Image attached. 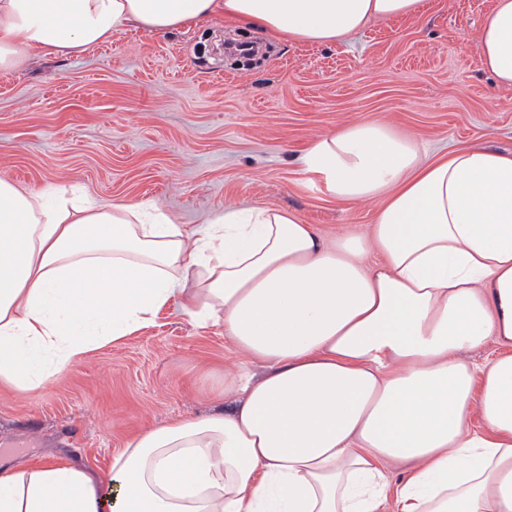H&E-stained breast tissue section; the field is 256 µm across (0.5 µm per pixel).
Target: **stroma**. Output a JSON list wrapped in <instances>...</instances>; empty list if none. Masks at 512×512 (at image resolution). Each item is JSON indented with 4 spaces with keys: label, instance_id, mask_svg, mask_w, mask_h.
Listing matches in <instances>:
<instances>
[{
    "label": "stroma",
    "instance_id": "stroma-1",
    "mask_svg": "<svg viewBox=\"0 0 512 512\" xmlns=\"http://www.w3.org/2000/svg\"><path fill=\"white\" fill-rule=\"evenodd\" d=\"M495 0H424L342 42L308 45L216 16L172 33L131 29L77 56L35 53L0 71V179L147 202L175 223L275 206L333 237L365 230L309 180L314 138L355 121L413 134L437 156L472 143L512 153V89L477 38ZM224 328L172 300L130 336L24 394L0 383V464L64 461L109 474L137 432L224 407Z\"/></svg>",
    "mask_w": 512,
    "mask_h": 512
}]
</instances>
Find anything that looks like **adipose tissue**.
<instances>
[{
	"label": "adipose tissue",
	"instance_id": "obj_1",
	"mask_svg": "<svg viewBox=\"0 0 512 512\" xmlns=\"http://www.w3.org/2000/svg\"><path fill=\"white\" fill-rule=\"evenodd\" d=\"M420 4L0 0V71L36 49L81 53L219 14L332 44ZM477 48L512 88V0H496ZM302 165L337 200L379 201L372 224L326 238L265 207L190 229L146 203L0 180V382L39 388L176 297L242 358L219 386L229 408L139 433L108 479L0 467V512H512V154L433 158L357 122L313 141ZM490 341L494 359L461 360Z\"/></svg>",
	"mask_w": 512,
	"mask_h": 512
}]
</instances>
